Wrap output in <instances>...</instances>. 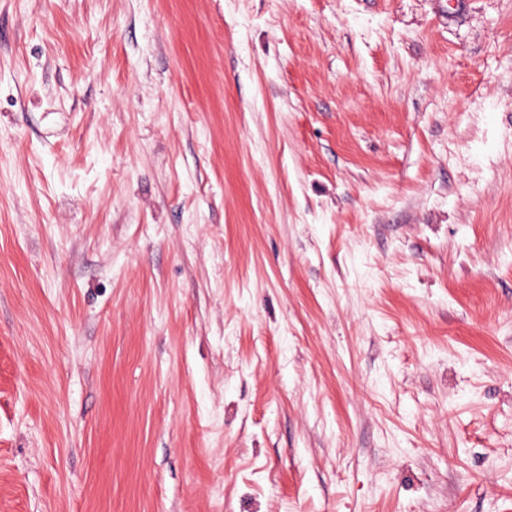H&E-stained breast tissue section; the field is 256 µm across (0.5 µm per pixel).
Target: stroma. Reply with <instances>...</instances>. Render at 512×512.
Listing matches in <instances>:
<instances>
[{"mask_svg":"<svg viewBox=\"0 0 512 512\" xmlns=\"http://www.w3.org/2000/svg\"><path fill=\"white\" fill-rule=\"evenodd\" d=\"M0 512H512V0H0Z\"/></svg>","mask_w":512,"mask_h":512,"instance_id":"stroma-1","label":"stroma"}]
</instances>
